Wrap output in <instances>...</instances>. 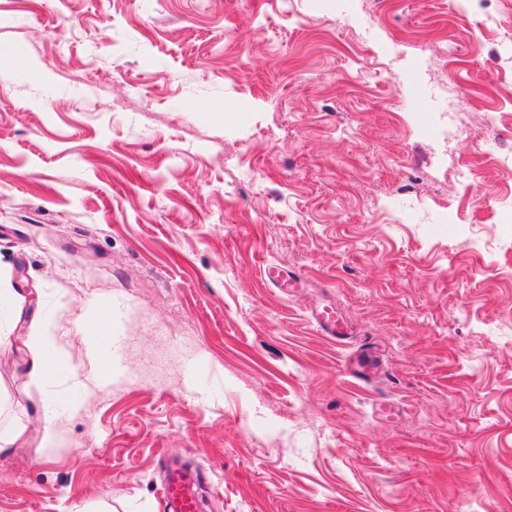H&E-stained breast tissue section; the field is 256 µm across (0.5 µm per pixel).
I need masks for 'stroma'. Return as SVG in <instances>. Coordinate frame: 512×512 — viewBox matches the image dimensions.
Wrapping results in <instances>:
<instances>
[{
    "label": "stroma",
    "instance_id": "obj_1",
    "mask_svg": "<svg viewBox=\"0 0 512 512\" xmlns=\"http://www.w3.org/2000/svg\"><path fill=\"white\" fill-rule=\"evenodd\" d=\"M511 154L512 0H0V512H512ZM107 325L106 316L100 314L93 319L83 321L84 336L86 345L91 357H98L100 352V341L105 333ZM55 327L51 320H34L29 326L26 346L30 353L34 379H41L49 372V360L56 343ZM196 472L185 469H171L167 472L161 494L166 512H197L199 498Z\"/></svg>",
    "mask_w": 512,
    "mask_h": 512
}]
</instances>
